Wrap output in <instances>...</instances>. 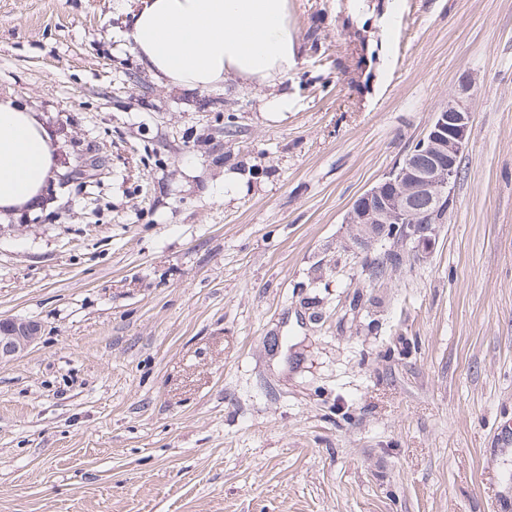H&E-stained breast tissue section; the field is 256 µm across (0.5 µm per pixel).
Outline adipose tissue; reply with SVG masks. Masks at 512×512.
Returning <instances> with one entry per match:
<instances>
[{"label": "adipose tissue", "mask_w": 512, "mask_h": 512, "mask_svg": "<svg viewBox=\"0 0 512 512\" xmlns=\"http://www.w3.org/2000/svg\"><path fill=\"white\" fill-rule=\"evenodd\" d=\"M127 37L148 70L170 86L210 89L234 77L274 86L263 111L290 109L282 84L298 50L288 0H142ZM52 164L41 123L0 101V211L35 200Z\"/></svg>", "instance_id": "ef3b65f1"}]
</instances>
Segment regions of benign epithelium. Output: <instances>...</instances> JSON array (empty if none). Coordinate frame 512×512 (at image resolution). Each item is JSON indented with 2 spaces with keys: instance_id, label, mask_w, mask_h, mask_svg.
Segmentation results:
<instances>
[{
  "instance_id": "benign-epithelium-1",
  "label": "benign epithelium",
  "mask_w": 512,
  "mask_h": 512,
  "mask_svg": "<svg viewBox=\"0 0 512 512\" xmlns=\"http://www.w3.org/2000/svg\"><path fill=\"white\" fill-rule=\"evenodd\" d=\"M470 134V113L455 103L435 113L418 151L406 154L381 181L356 199L346 216L356 238L375 242L385 235L379 226L396 225L405 245L429 244L431 225L421 223L423 201L451 197L456 163ZM35 320L0 319V363L26 352L42 335Z\"/></svg>"
}]
</instances>
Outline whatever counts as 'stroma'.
Instances as JSON below:
<instances>
[{
	"mask_svg": "<svg viewBox=\"0 0 512 512\" xmlns=\"http://www.w3.org/2000/svg\"><path fill=\"white\" fill-rule=\"evenodd\" d=\"M135 4L0 0L54 157L0 217V317L43 325L0 364V512H512V0H288L283 113L168 86ZM451 101L452 201L392 264L344 217Z\"/></svg>",
	"mask_w": 512,
	"mask_h": 512,
	"instance_id": "1",
	"label": "stroma"
}]
</instances>
